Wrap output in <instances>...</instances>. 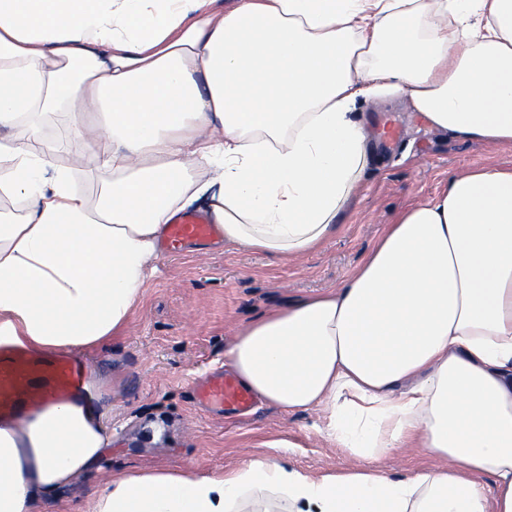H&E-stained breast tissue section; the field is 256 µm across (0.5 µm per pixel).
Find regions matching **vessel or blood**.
<instances>
[{
  "instance_id": "b4317fda",
  "label": "vessel or blood",
  "mask_w": 512,
  "mask_h": 512,
  "mask_svg": "<svg viewBox=\"0 0 512 512\" xmlns=\"http://www.w3.org/2000/svg\"><path fill=\"white\" fill-rule=\"evenodd\" d=\"M219 229L198 214L182 215L168 225L165 248L178 254L187 246L216 236ZM89 367L71 355L64 358L39 357L0 345V416L19 417L35 400L63 402L83 391ZM200 403L208 407L247 408L251 394L232 380L218 376L198 391Z\"/></svg>"
}]
</instances>
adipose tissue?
Segmentation results:
<instances>
[{
    "label": "adipose tissue",
    "instance_id": "ef3b65f1",
    "mask_svg": "<svg viewBox=\"0 0 512 512\" xmlns=\"http://www.w3.org/2000/svg\"><path fill=\"white\" fill-rule=\"evenodd\" d=\"M404 95L433 128L512 146V0H0V131L70 111L38 151L0 138V341L37 354L123 335L168 224L279 259L336 234L371 153L357 106ZM92 160L97 204L60 156ZM224 364L261 401L321 412L354 468L271 459L112 474L87 512H512V165L449 175L399 211L339 287L247 322ZM94 395L0 419V512L92 469ZM414 448L435 467L395 479ZM432 460L412 449H402L383 458L379 466L393 478H403L429 468Z\"/></svg>",
    "mask_w": 512,
    "mask_h": 512
}]
</instances>
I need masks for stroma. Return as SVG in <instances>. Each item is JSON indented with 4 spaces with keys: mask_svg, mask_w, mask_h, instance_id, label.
Returning <instances> with one entry per match:
<instances>
[{
    "mask_svg": "<svg viewBox=\"0 0 512 512\" xmlns=\"http://www.w3.org/2000/svg\"><path fill=\"white\" fill-rule=\"evenodd\" d=\"M361 116L380 148L323 251L288 261L212 241L176 257L160 254L124 336L89 354L112 443L93 469L36 512H83L120 471L206 474L271 457L318 478L353 465L326 439L315 413L261 402L247 415L229 416L198 403L195 389L224 373V350L240 326L342 283L403 205L433 197L449 173L512 162L511 149L428 126L401 95L382 97Z\"/></svg>",
    "mask_w": 512,
    "mask_h": 512,
    "instance_id": "1",
    "label": "stroma"
}]
</instances>
